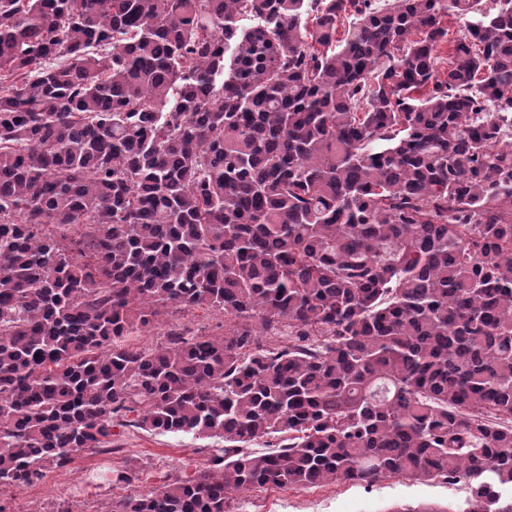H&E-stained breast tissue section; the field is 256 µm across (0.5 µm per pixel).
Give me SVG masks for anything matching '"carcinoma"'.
Listing matches in <instances>:
<instances>
[{
  "instance_id": "carcinoma-1",
  "label": "carcinoma",
  "mask_w": 512,
  "mask_h": 512,
  "mask_svg": "<svg viewBox=\"0 0 512 512\" xmlns=\"http://www.w3.org/2000/svg\"><path fill=\"white\" fill-rule=\"evenodd\" d=\"M509 127L512 0H0V487L136 412L224 447L112 512H512ZM224 321L222 313H212L205 310H197L192 315L183 316L178 314L174 317H168L167 322L162 325L161 329L152 328L140 333L129 336L128 343L137 348H152L161 342H166V333L175 328L189 327L195 331L198 328L206 327V332L213 329L215 323ZM176 325L177 327H174ZM179 326V327H178ZM209 328V329H208ZM469 497L465 480L415 482L387 477L371 487L336 482L310 488L266 487L244 493L235 501V512H384L403 504L441 509Z\"/></svg>"
}]
</instances>
